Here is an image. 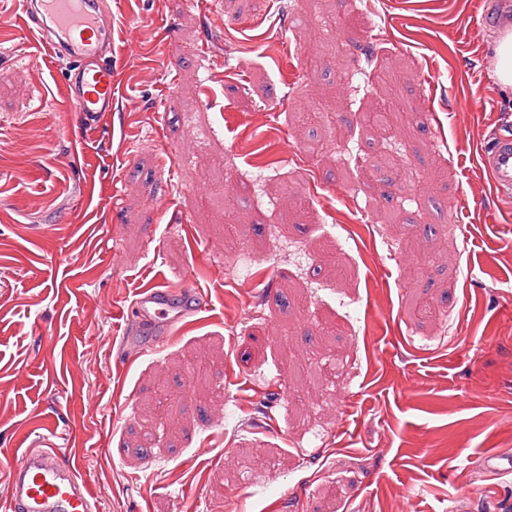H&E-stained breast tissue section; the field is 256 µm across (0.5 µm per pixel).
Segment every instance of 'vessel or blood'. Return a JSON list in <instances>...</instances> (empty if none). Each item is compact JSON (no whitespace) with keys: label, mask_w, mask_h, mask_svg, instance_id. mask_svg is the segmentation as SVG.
I'll use <instances>...</instances> for the list:
<instances>
[{"label":"vessel or blood","mask_w":512,"mask_h":512,"mask_svg":"<svg viewBox=\"0 0 512 512\" xmlns=\"http://www.w3.org/2000/svg\"><path fill=\"white\" fill-rule=\"evenodd\" d=\"M27 30L50 57L69 62L66 83L84 125L114 111L112 10L107 0H25ZM485 163L494 188L512 192V134L499 135ZM199 289L164 285L142 289L128 313L129 324L151 329L162 323L175 335L186 314L204 309ZM5 512H97L80 461L65 456L47 438L35 439L12 464Z\"/></svg>","instance_id":"vessel-or-blood-1"}]
</instances>
